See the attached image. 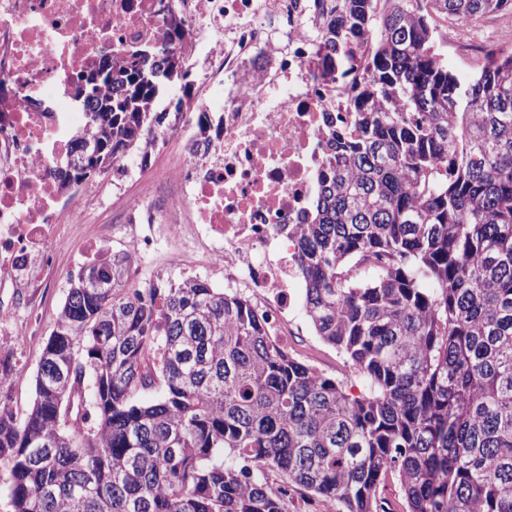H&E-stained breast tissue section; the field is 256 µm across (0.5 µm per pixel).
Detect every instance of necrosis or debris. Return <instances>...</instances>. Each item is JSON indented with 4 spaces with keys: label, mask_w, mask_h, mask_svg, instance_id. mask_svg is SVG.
Wrapping results in <instances>:
<instances>
[{
    "label": "necrosis or debris",
    "mask_w": 512,
    "mask_h": 512,
    "mask_svg": "<svg viewBox=\"0 0 512 512\" xmlns=\"http://www.w3.org/2000/svg\"><path fill=\"white\" fill-rule=\"evenodd\" d=\"M335 0H0V280L39 282L65 225L87 224L105 195L61 190L85 114L80 74L150 48L199 64L201 95L184 101L163 140L177 153L155 184L120 195L124 244L136 259L184 255L246 292L269 334L295 333L296 246L282 224H303L329 168L337 133L352 132L371 66L365 41L329 47ZM177 20L181 40L162 38ZM450 50L472 62L512 47V29L482 38L448 24Z\"/></svg>",
    "instance_id": "4bbe7bcc"
}]
</instances>
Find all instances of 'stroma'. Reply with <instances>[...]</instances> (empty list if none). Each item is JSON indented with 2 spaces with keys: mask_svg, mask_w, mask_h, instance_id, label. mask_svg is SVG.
<instances>
[{
  "mask_svg": "<svg viewBox=\"0 0 512 512\" xmlns=\"http://www.w3.org/2000/svg\"><path fill=\"white\" fill-rule=\"evenodd\" d=\"M124 226L118 205L107 204L93 224H75L58 242L55 250V271L40 287L0 288V306L15 308L19 318L14 327H0V360L8 361L13 371L7 386L9 404L17 419H25L35 399V375L44 345L56 327L61 307L70 287L71 276L88 263L86 247L98 238L108 251L123 247ZM173 278L197 276L207 279L212 287L223 288L224 275L190 263L181 267L157 259L148 264L135 263L131 278L144 283L157 275ZM304 285L296 283L292 290V315L300 324L299 335L289 346L292 355L307 360L324 374L346 382L347 390L360 394L365 390L363 379L347 374L342 358L335 349L317 336L303 308Z\"/></svg>",
  "mask_w": 512,
  "mask_h": 512,
  "instance_id": "obj_1",
  "label": "stroma"
}]
</instances>
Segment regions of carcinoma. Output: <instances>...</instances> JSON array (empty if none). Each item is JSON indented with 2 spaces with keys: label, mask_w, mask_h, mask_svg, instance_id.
<instances>
[{
  "label": "carcinoma",
  "mask_w": 512,
  "mask_h": 512,
  "mask_svg": "<svg viewBox=\"0 0 512 512\" xmlns=\"http://www.w3.org/2000/svg\"><path fill=\"white\" fill-rule=\"evenodd\" d=\"M512 0H336L324 35L371 44L356 134L296 240L305 314L366 383L279 347L248 298L200 278L131 281L125 250L70 280L19 422L0 363V464L11 512H288L290 490L387 512H512V50L463 84L439 21ZM138 53L84 100L70 186L147 161L160 120ZM280 478L272 488L267 473Z\"/></svg>",
  "instance_id": "carcinoma-1"
}]
</instances>
